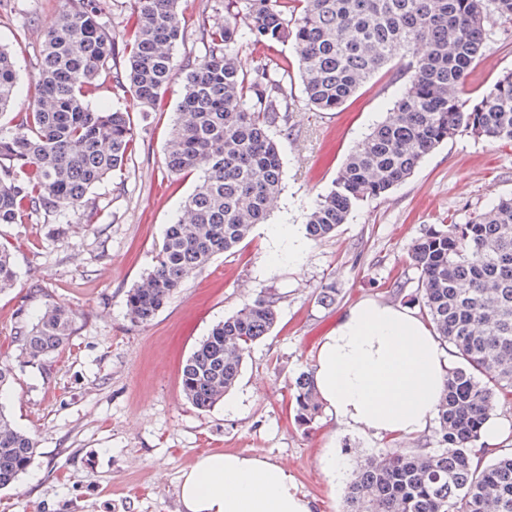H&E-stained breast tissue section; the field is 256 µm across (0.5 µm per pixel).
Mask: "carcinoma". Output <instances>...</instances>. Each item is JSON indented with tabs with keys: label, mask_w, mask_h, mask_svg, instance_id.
<instances>
[{
	"label": "carcinoma",
	"mask_w": 512,
	"mask_h": 512,
	"mask_svg": "<svg viewBox=\"0 0 512 512\" xmlns=\"http://www.w3.org/2000/svg\"><path fill=\"white\" fill-rule=\"evenodd\" d=\"M72 2L42 46L33 103L11 125L0 124V224L44 211L58 218V235L70 228L67 213L84 207L90 190L135 149L128 117L89 103L98 78L110 75L115 88L155 110L174 79L182 30L180 0H132L117 43L101 0ZM502 19L512 20V0H224V20L201 24L207 49L186 66L165 148L167 172H194L197 184L166 225L152 270L127 294L130 320L151 322L190 275L265 223L269 199L282 190L271 128L288 111V60L267 57L247 73L240 44L269 50L294 36L304 93L318 112L338 110L375 72L401 62L404 83L391 112L306 212L307 238L319 241L360 201L404 182L458 133L512 142V72L477 100L460 93L486 27ZM420 43L427 52L406 60ZM16 85L14 57L0 47V117L14 106ZM411 258L420 287L408 294L397 281L392 293L422 305L459 365L436 407V447L394 448L362 467L347 488L346 512H512V447L481 442L491 398H512V195L491 200L464 224L429 225ZM16 281L14 257L1 247L0 292ZM277 303L273 295L254 300L198 343L181 370L182 391L195 408L211 409L236 386L248 348L276 324ZM76 320L60 304L25 310L13 342L20 355L39 361L69 340ZM13 382L12 366L1 361L0 489L27 471L37 445L8 410ZM292 402L298 423L319 416L313 376L299 374Z\"/></svg>",
	"instance_id": "obj_1"
}]
</instances>
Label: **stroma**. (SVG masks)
<instances>
[{"instance_id":"stroma-1","label":"stroma","mask_w":512,"mask_h":512,"mask_svg":"<svg viewBox=\"0 0 512 512\" xmlns=\"http://www.w3.org/2000/svg\"><path fill=\"white\" fill-rule=\"evenodd\" d=\"M70 0H0V44L13 54L17 105L34 100L33 75L46 31ZM183 33L175 50L177 81L154 112L131 93L109 86L91 96L98 109L130 115L137 150L120 171L94 187L71 216L66 235L51 234L54 215L30 214L0 224L17 283L0 293V358L14 369L10 412L38 447L18 481L0 489V512H181L178 485L203 455H259L292 475L314 512H344L347 482L332 479L330 458L347 469L405 448L404 437L376 438L345 430L330 413L309 426L290 409L294 381L313 370L317 344L336 319L364 299L393 302L391 285H418L409 258L425 227L465 223L496 195L512 193V143L462 132L424 157L414 174L383 196L361 202L335 235L306 241L301 266L287 258L272 227L303 224L326 194L348 154L383 120L401 87L387 66L361 85L337 112L307 103L297 68L284 79L289 133H276L283 189L235 254L215 257L193 274L147 325L133 324L126 298L152 267L166 224L192 192L196 174L171 180L163 153L178 109L188 62L204 55L199 26L224 16V0H182ZM512 70V23L486 34L464 84L474 99ZM336 301L320 303L322 289ZM276 295L278 321L253 344L241 379L223 403L207 411L183 395L181 365L214 324L256 298ZM76 310V329L62 350L32 363L11 343L21 310L47 304Z\"/></svg>"}]
</instances>
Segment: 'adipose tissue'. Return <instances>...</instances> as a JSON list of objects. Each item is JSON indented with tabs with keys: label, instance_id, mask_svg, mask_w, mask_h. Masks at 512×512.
Segmentation results:
<instances>
[{
	"label": "adipose tissue",
	"instance_id": "ef3b65f1",
	"mask_svg": "<svg viewBox=\"0 0 512 512\" xmlns=\"http://www.w3.org/2000/svg\"><path fill=\"white\" fill-rule=\"evenodd\" d=\"M450 361L407 306L365 300L322 337L314 384L347 429L415 436L432 422ZM183 512H312L282 466L258 455L210 454L180 480Z\"/></svg>",
	"mask_w": 512,
	"mask_h": 512
}]
</instances>
